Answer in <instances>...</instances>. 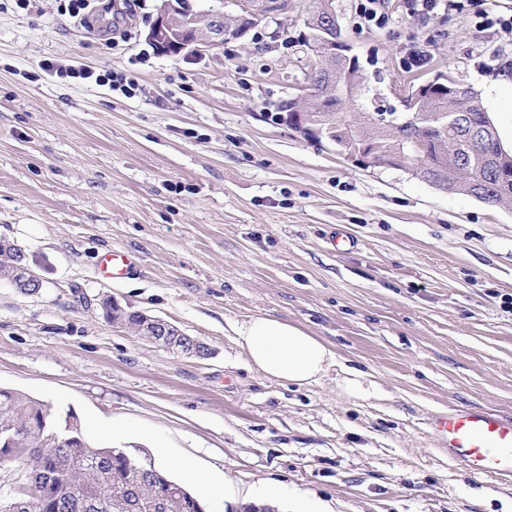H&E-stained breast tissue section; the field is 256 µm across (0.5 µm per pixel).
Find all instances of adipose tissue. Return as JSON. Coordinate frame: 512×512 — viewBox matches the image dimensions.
<instances>
[{"instance_id": "ef3b65f1", "label": "adipose tissue", "mask_w": 512, "mask_h": 512, "mask_svg": "<svg viewBox=\"0 0 512 512\" xmlns=\"http://www.w3.org/2000/svg\"><path fill=\"white\" fill-rule=\"evenodd\" d=\"M235 343L263 375L300 386L318 382L336 364L333 349L302 326L261 314L234 328Z\"/></svg>"}]
</instances>
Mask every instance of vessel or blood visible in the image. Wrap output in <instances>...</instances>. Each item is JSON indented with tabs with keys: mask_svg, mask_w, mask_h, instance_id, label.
I'll use <instances>...</instances> for the list:
<instances>
[{
	"mask_svg": "<svg viewBox=\"0 0 512 512\" xmlns=\"http://www.w3.org/2000/svg\"><path fill=\"white\" fill-rule=\"evenodd\" d=\"M136 262L128 252L110 250L97 262V271L107 280L132 275ZM430 429L448 448V456L473 474L487 477L512 476V418L493 410L449 408L433 416Z\"/></svg>",
	"mask_w": 512,
	"mask_h": 512,
	"instance_id": "b4317fda",
	"label": "vessel or blood"
}]
</instances>
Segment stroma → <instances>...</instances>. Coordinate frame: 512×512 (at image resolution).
<instances>
[{
  "label": "stroma",
  "mask_w": 512,
  "mask_h": 512,
  "mask_svg": "<svg viewBox=\"0 0 512 512\" xmlns=\"http://www.w3.org/2000/svg\"><path fill=\"white\" fill-rule=\"evenodd\" d=\"M359 3L334 0L367 110L403 117L410 80L441 72L474 89L512 151V35L471 15L422 24L402 0L363 30ZM158 4L87 22L60 0H0V242L43 282L34 296L0 282V387L75 413L94 445L117 433L124 450L164 454L207 512H237L254 491L295 512H512V477L472 474L428 426L451 406L512 417V205L358 168L273 122L282 101L309 98L290 14L163 55L147 38ZM117 27L145 59L113 47ZM418 43L430 59L412 71ZM46 59L110 66L138 90L46 75ZM342 233L350 244L335 245ZM111 248L139 273L102 280ZM106 296L208 356L109 323ZM258 313L326 341L337 366L305 387L257 372L233 327ZM347 369L367 395L342 390ZM184 461L226 480L228 497L208 499Z\"/></svg>",
  "instance_id": "obj_1"
}]
</instances>
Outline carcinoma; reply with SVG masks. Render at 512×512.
<instances>
[{
	"label": "carcinoma",
	"instance_id": "carcinoma-1",
	"mask_svg": "<svg viewBox=\"0 0 512 512\" xmlns=\"http://www.w3.org/2000/svg\"><path fill=\"white\" fill-rule=\"evenodd\" d=\"M326 2L288 0V12L313 24ZM306 80L316 100L323 99L327 105L345 103L318 69H310ZM412 90L418 91L411 109L413 122L401 131L413 135L424 128L432 137L428 150L414 158L416 167L436 179H453L457 193L468 195L477 189L484 203L495 205L504 189L512 190V162L500 160L494 144L472 136L471 126L484 122L476 93L471 90L469 95L460 96L448 84L414 86ZM350 122L357 133L354 145L365 150L393 147L391 128L367 124L362 112L354 113ZM101 306L111 323L121 317H138L110 298ZM3 421L16 424L25 436L15 444L13 455L0 454V470L24 467L28 488L0 484V512L19 502L24 504L20 512H123L115 500L105 507L108 494L114 492L136 499L143 505L140 512H197L196 505L201 503L193 494H182L171 487L165 471L157 467L142 470L133 465L122 449L94 456L87 452L92 444L83 435L73 443L33 441L32 433L45 426L58 428L62 423L49 405L23 393L0 389V423Z\"/></svg>",
	"mask_w": 512,
	"mask_h": 512
}]
</instances>
